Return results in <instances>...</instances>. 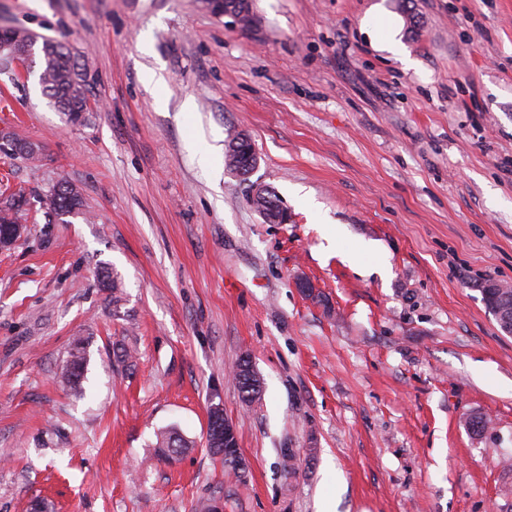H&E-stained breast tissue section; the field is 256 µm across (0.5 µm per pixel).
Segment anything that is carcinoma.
<instances>
[{
  "mask_svg": "<svg viewBox=\"0 0 512 512\" xmlns=\"http://www.w3.org/2000/svg\"><path fill=\"white\" fill-rule=\"evenodd\" d=\"M16 28L3 27L0 29V69H9L15 59L35 62L40 57L42 70L39 81L44 95L54 108L63 113L71 122H83L89 112L93 111L87 96L86 78L87 66L79 62L78 57L63 43L52 39H37L28 32H23V39L15 40ZM41 44L40 51H35L36 44ZM7 138L6 150L13 155L28 161L40 159L42 150L39 145L21 139L13 134H4ZM254 153L249 141L236 136L227 140L224 161L228 169L236 171L240 168L249 172L253 166L247 165L251 154ZM44 218L48 224H57L63 217L73 215L83 207V201L76 188L66 179L61 178L50 187L46 193L38 195ZM28 199L21 191H11L4 188L0 191V237L6 238L11 229L26 221ZM486 307L493 312L497 323L504 320L512 321V287L509 286L497 293L493 300H484ZM86 349L82 341L74 342L70 351V359L61 372V378L73 390L74 394L84 395L82 386L86 367ZM240 362L234 364V380L243 394L261 399L263 385L261 379L255 383L244 380L239 371ZM157 446L166 457L179 455L191 446L192 441L174 427L159 431L156 435Z\"/></svg>",
  "mask_w": 512,
  "mask_h": 512,
  "instance_id": "cac0c4a2",
  "label": "carcinoma"
}]
</instances>
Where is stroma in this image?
Segmentation results:
<instances>
[{"mask_svg": "<svg viewBox=\"0 0 512 512\" xmlns=\"http://www.w3.org/2000/svg\"><path fill=\"white\" fill-rule=\"evenodd\" d=\"M396 3L253 0L242 26L200 0H0V27L87 58L94 107L71 124L38 73L0 72V132L42 149L0 150V179L83 200L63 224L31 205L0 249V512H512V334L479 290L512 284V0H410L413 26ZM238 134L249 175L198 167ZM218 403L240 481L205 446ZM166 427L193 448L162 456ZM3 137L7 138L6 151L12 152L13 155L17 156L28 162H35L40 159L42 150L38 144L29 142L19 137L4 133ZM86 349L81 340L74 342L70 351V359L61 372V378L73 390L74 394L81 397L84 395L82 386L84 371L86 367Z\"/></svg>", "mask_w": 512, "mask_h": 512, "instance_id": "1", "label": "stroma"}]
</instances>
